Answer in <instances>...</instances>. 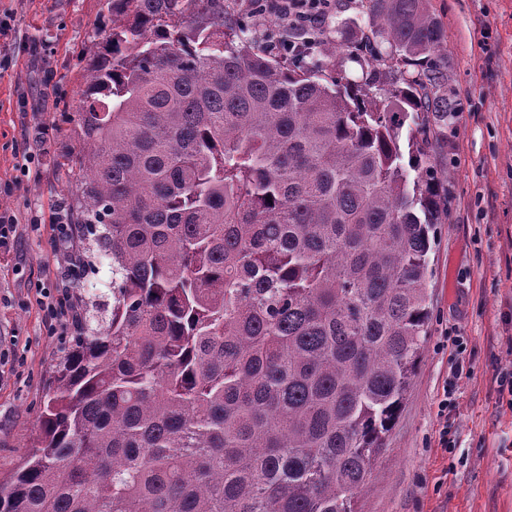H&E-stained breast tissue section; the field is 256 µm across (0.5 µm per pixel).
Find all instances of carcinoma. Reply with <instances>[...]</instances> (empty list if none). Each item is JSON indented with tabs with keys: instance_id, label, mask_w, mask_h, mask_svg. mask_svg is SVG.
<instances>
[{
	"instance_id": "carcinoma-1",
	"label": "carcinoma",
	"mask_w": 512,
	"mask_h": 512,
	"mask_svg": "<svg viewBox=\"0 0 512 512\" xmlns=\"http://www.w3.org/2000/svg\"><path fill=\"white\" fill-rule=\"evenodd\" d=\"M362 84L224 0H108L72 212L112 269L0 512H356L429 334L448 127L427 0H372Z\"/></svg>"
}]
</instances>
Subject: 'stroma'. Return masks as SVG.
Returning a JSON list of instances; mask_svg holds the SVG:
<instances>
[{"label":"stroma","instance_id":"stroma-1","mask_svg":"<svg viewBox=\"0 0 512 512\" xmlns=\"http://www.w3.org/2000/svg\"><path fill=\"white\" fill-rule=\"evenodd\" d=\"M224 0L244 38L277 50L283 22ZM446 32L457 113L430 160L448 178V218L429 253L430 334L399 417L377 456L358 512H512V397L496 369L512 358V0H428ZM0 211L16 224L0 248V479L39 434L46 386L66 346L45 306L70 256L87 243L57 239L72 209L62 180L78 162L72 116L105 0H0ZM371 0H339L318 59L353 78L351 53L369 31ZM54 134L40 142L38 131ZM467 343L458 382L453 452L438 446V402L451 363L446 337Z\"/></svg>","mask_w":512,"mask_h":512}]
</instances>
